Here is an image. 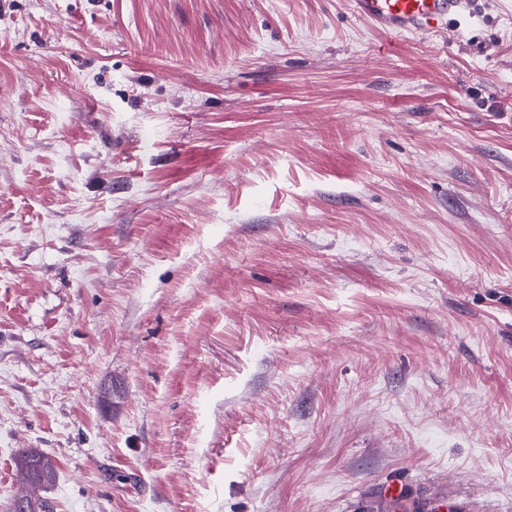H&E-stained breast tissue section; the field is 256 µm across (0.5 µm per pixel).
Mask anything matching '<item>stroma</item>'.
Here are the masks:
<instances>
[{"instance_id":"obj_1","label":"stroma","mask_w":512,"mask_h":512,"mask_svg":"<svg viewBox=\"0 0 512 512\" xmlns=\"http://www.w3.org/2000/svg\"><path fill=\"white\" fill-rule=\"evenodd\" d=\"M512 512V0H0V512ZM350 8L358 19L371 22L377 29L403 36L433 35L456 29L469 6V0H350ZM17 467L35 492L32 497L22 496L15 499L12 511H22L24 507L28 512L53 511L45 498L36 495L37 489L47 488L56 481L57 470L52 458L32 449L23 450L17 458Z\"/></svg>"}]
</instances>
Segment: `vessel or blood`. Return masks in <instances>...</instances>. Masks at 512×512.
I'll return each mask as SVG.
<instances>
[{"label": "vessel or blood", "instance_id": "vessel-or-blood-1", "mask_svg": "<svg viewBox=\"0 0 512 512\" xmlns=\"http://www.w3.org/2000/svg\"><path fill=\"white\" fill-rule=\"evenodd\" d=\"M468 6L469 0H350L355 17L397 36L443 33Z\"/></svg>", "mask_w": 512, "mask_h": 512}]
</instances>
